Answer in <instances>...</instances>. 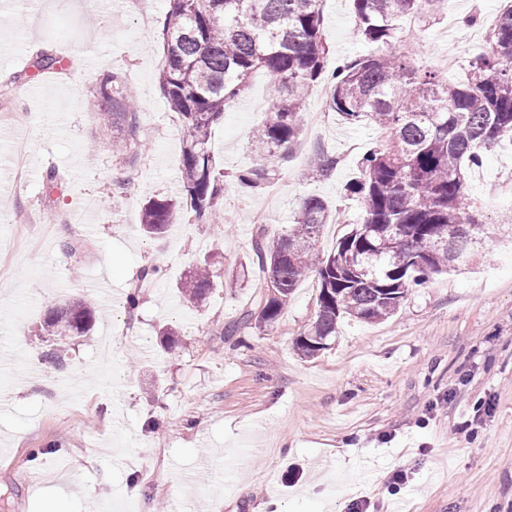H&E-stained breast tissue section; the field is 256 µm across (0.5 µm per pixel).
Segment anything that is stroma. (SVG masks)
Wrapping results in <instances>:
<instances>
[{
  "label": "stroma",
  "mask_w": 512,
  "mask_h": 512,
  "mask_svg": "<svg viewBox=\"0 0 512 512\" xmlns=\"http://www.w3.org/2000/svg\"><path fill=\"white\" fill-rule=\"evenodd\" d=\"M502 0H448L435 20H401L393 52L440 67L455 52L460 82L489 50L486 20ZM151 23L139 25L140 9ZM165 0H115L106 12L86 0H18L0 13V133L27 145L26 179L0 193V512H40L51 497L66 512H103L88 490L112 487V512H347L353 499L386 501L402 512H512V145L482 151L467 174V203L484 242L465 266L430 275L381 322L341 323L314 356L294 341L317 313L318 282L296 288L271 329L242 325L266 293L250 267L263 212L285 229L307 193L331 216L318 246L330 252L360 217L345 185L361 156L385 137L370 123L349 125L329 111L325 84L308 97L301 132L279 176L263 190L227 186L211 214L158 239L142 236L146 199L178 188L184 127L158 85ZM327 70L368 53L351 0H323ZM66 58L44 80L39 52ZM138 93L137 146L112 153L113 131L94 97L111 75ZM272 101L257 72L243 100L213 129L211 148L231 173L251 164L250 140ZM340 163L313 174L314 148ZM55 167L62 185L47 189ZM210 258L216 287L192 306L179 282ZM163 275L143 282V267ZM108 279L114 305H97L89 335L65 341L62 367L36 363L48 308L89 295ZM138 292L141 302L127 310ZM170 325L166 349L157 331ZM54 442L59 452L29 459ZM251 485L240 493L227 471ZM406 480L396 493V474Z\"/></svg>",
  "instance_id": "1"
}]
</instances>
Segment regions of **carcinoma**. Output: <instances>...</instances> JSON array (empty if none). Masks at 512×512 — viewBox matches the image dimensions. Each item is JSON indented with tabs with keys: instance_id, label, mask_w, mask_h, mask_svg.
Here are the masks:
<instances>
[{
	"instance_id": "cac0c4a2",
	"label": "carcinoma",
	"mask_w": 512,
	"mask_h": 512,
	"mask_svg": "<svg viewBox=\"0 0 512 512\" xmlns=\"http://www.w3.org/2000/svg\"><path fill=\"white\" fill-rule=\"evenodd\" d=\"M322 0H167L161 18L162 65L158 82L170 111L182 121L179 199L149 200L141 227L152 238L183 214L198 218L215 210L224 194L211 136L234 107L256 70L266 71L277 96L254 131L253 164L232 178L247 190H262L301 129L305 96L315 84L329 88L328 108L344 122L369 121L384 131L385 144L362 157L361 175L348 183L360 199L359 223L325 254L317 247L328 222V203L302 199L291 227L271 240L260 233L248 261L266 274L267 293L246 321L276 324L295 288L310 273L318 281L317 316L295 340L313 356L336 337L341 319L386 320L409 289L467 259L482 231L466 205L469 167L480 151L512 144V7L500 11L490 50L476 58L462 84L440 81L432 69L414 66L408 53L359 56L324 71ZM357 34L374 46L390 45L398 21L432 14L443 0H351ZM101 120L116 128L117 152L136 143L139 112L130 84L116 76L99 88ZM338 158L315 151L310 167L327 177ZM204 262L181 282L192 304L206 300L214 284ZM95 321L90 299H78L45 315L42 331L54 343L44 359L57 366L63 338L84 336Z\"/></svg>"
}]
</instances>
